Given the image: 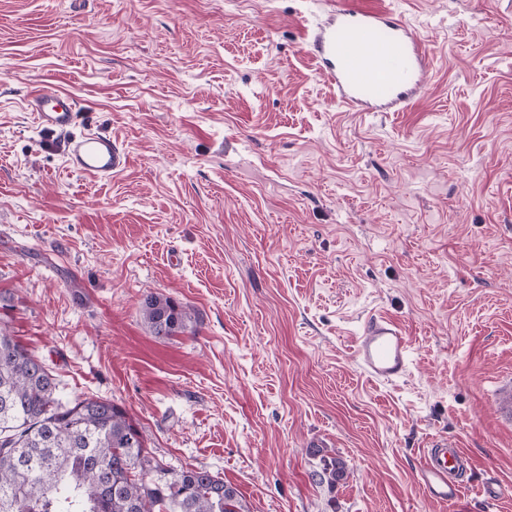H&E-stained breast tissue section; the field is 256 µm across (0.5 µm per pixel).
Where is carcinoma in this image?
<instances>
[{
  "label": "carcinoma",
  "instance_id": "carcinoma-1",
  "mask_svg": "<svg viewBox=\"0 0 512 512\" xmlns=\"http://www.w3.org/2000/svg\"><path fill=\"white\" fill-rule=\"evenodd\" d=\"M141 315L154 336L188 327L187 309L151 294ZM44 361L0 326V512H248L236 488L204 468L169 471L121 405L62 401ZM345 462L323 455L312 475L329 488Z\"/></svg>",
  "mask_w": 512,
  "mask_h": 512
}]
</instances>
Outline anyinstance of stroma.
<instances>
[{
	"instance_id": "stroma-1",
	"label": "stroma",
	"mask_w": 512,
	"mask_h": 512,
	"mask_svg": "<svg viewBox=\"0 0 512 512\" xmlns=\"http://www.w3.org/2000/svg\"><path fill=\"white\" fill-rule=\"evenodd\" d=\"M339 8L422 25L407 111L337 101L311 36ZM37 85L126 169L68 172ZM150 293L184 333L152 335ZM373 311L413 344L393 382L354 359ZM0 323L250 512H512V0H0ZM433 436L471 462L446 506L415 480ZM141 315L154 336L168 338L184 332L191 321L187 309L162 295H148L141 305ZM345 474V462L339 457L325 454L320 458V470L313 473L312 479L319 485L326 484L333 489Z\"/></svg>"
}]
</instances>
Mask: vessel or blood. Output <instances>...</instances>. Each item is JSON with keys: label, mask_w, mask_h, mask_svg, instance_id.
I'll use <instances>...</instances> for the list:
<instances>
[{"label": "vessel or blood", "mask_w": 512, "mask_h": 512, "mask_svg": "<svg viewBox=\"0 0 512 512\" xmlns=\"http://www.w3.org/2000/svg\"><path fill=\"white\" fill-rule=\"evenodd\" d=\"M313 48L341 102L361 112L403 111L426 87L433 70L420 29L390 13L336 10L320 27ZM27 107L44 131L63 135L65 164L71 171L102 180L126 168L128 156L110 135L76 131L77 101L39 89L29 95ZM354 355L368 379L389 382L407 375L413 346L395 319L374 313L364 322ZM468 463L458 445L431 438L420 455L417 484L432 501L454 502L466 486L461 472Z\"/></svg>", "instance_id": "vessel-or-blood-1"}]
</instances>
